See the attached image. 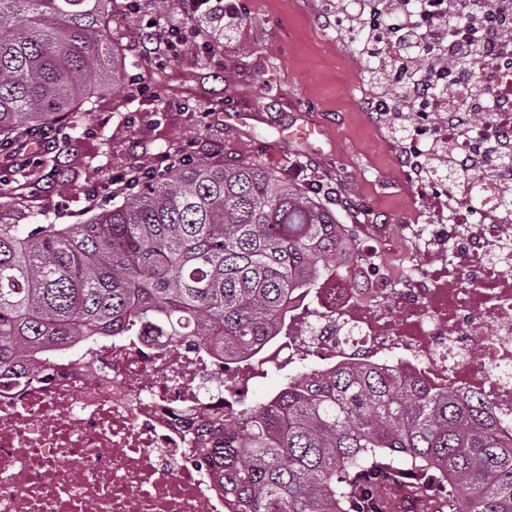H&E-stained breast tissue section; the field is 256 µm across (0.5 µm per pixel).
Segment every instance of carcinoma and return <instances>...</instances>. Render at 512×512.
Instances as JSON below:
<instances>
[{"mask_svg":"<svg viewBox=\"0 0 512 512\" xmlns=\"http://www.w3.org/2000/svg\"><path fill=\"white\" fill-rule=\"evenodd\" d=\"M114 0H0V170L120 80ZM70 152L59 136L40 166ZM355 255L316 195L253 162L160 170L81 224L0 217V384L151 330L229 362L288 335L291 300ZM206 461L232 512H383L409 483L440 512H512V434L476 392L357 358L262 400L233 392Z\"/></svg>","mask_w":512,"mask_h":512,"instance_id":"obj_1","label":"carcinoma"}]
</instances>
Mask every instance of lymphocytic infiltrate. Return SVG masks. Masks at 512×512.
<instances>
[{
  "instance_id": "obj_1",
  "label": "lymphocytic infiltrate",
  "mask_w": 512,
  "mask_h": 512,
  "mask_svg": "<svg viewBox=\"0 0 512 512\" xmlns=\"http://www.w3.org/2000/svg\"><path fill=\"white\" fill-rule=\"evenodd\" d=\"M225 0H182L175 14H149V0H126L129 15L146 16L153 33L150 52L163 59L189 47L193 57L209 61L215 45L207 34L190 33L188 24L208 18L231 34L238 21L226 10ZM352 15L337 13L347 32L369 29L371 38H383L381 56L360 47L364 59H377L390 86L406 84L411 112L468 114L489 112L487 94L512 83V40L501 37L499 27L512 17V0H482L479 9L465 0H356ZM452 57L456 66L447 75L435 76L425 60ZM470 127L449 129L432 139L427 149L442 152L449 165L459 168L457 190H465L473 174L488 178L512 171V152L491 156L480 170L462 166L456 151L461 141L475 136Z\"/></svg>"
}]
</instances>
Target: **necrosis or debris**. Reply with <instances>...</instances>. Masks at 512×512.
Instances as JSON below:
<instances>
[{
	"label": "necrosis or debris",
	"instance_id": "4bbe7bcc",
	"mask_svg": "<svg viewBox=\"0 0 512 512\" xmlns=\"http://www.w3.org/2000/svg\"><path fill=\"white\" fill-rule=\"evenodd\" d=\"M413 127L399 167L427 223L376 224L356 238L364 260L304 297L318 317L289 314L287 337L262 358L295 371L360 350L484 394L512 433V224L422 178L417 153L444 117L419 114ZM479 329L493 338L477 348ZM49 367L50 381L0 386V512H231L203 460L201 426L223 412L236 365L193 348L174 355L148 337L85 346Z\"/></svg>",
	"mask_w": 512,
	"mask_h": 512
}]
</instances>
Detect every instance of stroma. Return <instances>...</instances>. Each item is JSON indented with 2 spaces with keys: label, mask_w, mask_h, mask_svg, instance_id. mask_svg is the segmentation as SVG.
Returning <instances> with one entry per match:
<instances>
[{
  "label": "stroma",
  "mask_w": 512,
  "mask_h": 512,
  "mask_svg": "<svg viewBox=\"0 0 512 512\" xmlns=\"http://www.w3.org/2000/svg\"><path fill=\"white\" fill-rule=\"evenodd\" d=\"M324 0H242L233 40L220 45L210 63L157 64L140 44L142 26L129 19L113 27L120 42L122 81L100 94L73 135L89 155L87 167L42 176L28 188L29 208H14L16 224L33 213L56 224L85 220L89 195L130 166L160 167L166 153L191 149L213 160L253 161L323 199L342 223L356 221L355 202L368 204L380 224L419 217V205L395 165L400 140L361 107L372 90L344 34L323 17ZM143 93L126 92L130 81ZM256 108L246 125L226 113ZM327 130L321 154L285 137L303 118ZM67 180L69 192L59 190Z\"/></svg>",
  "instance_id": "1"
}]
</instances>
